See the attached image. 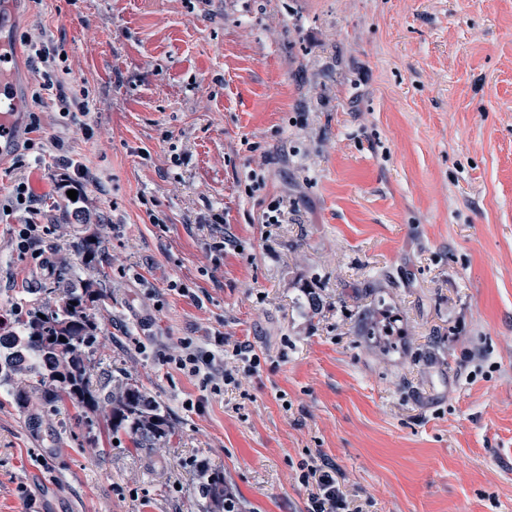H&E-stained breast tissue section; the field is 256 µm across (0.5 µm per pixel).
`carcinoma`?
<instances>
[{
  "label": "carcinoma",
  "mask_w": 512,
  "mask_h": 512,
  "mask_svg": "<svg viewBox=\"0 0 512 512\" xmlns=\"http://www.w3.org/2000/svg\"><path fill=\"white\" fill-rule=\"evenodd\" d=\"M76 251L89 266L95 259L99 242L83 238ZM106 298L103 289L87 281L83 288L63 287L56 308L41 318L34 312L23 322L22 335L9 330L0 333V381L14 374L35 371L39 375L35 393L44 404L69 400L81 421L96 411L99 397L90 389V368L85 348L94 344L99 325L88 312L89 305ZM65 341H59V338ZM111 404L107 415L112 433L121 431L136 438L141 448L166 439L171 428L158 404L133 383H121L107 396ZM204 497L224 504V476L200 468Z\"/></svg>",
  "instance_id": "obj_1"
}]
</instances>
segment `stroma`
Instances as JSON below:
<instances>
[{"label": "stroma", "mask_w": 512, "mask_h": 512, "mask_svg": "<svg viewBox=\"0 0 512 512\" xmlns=\"http://www.w3.org/2000/svg\"><path fill=\"white\" fill-rule=\"evenodd\" d=\"M12 3L0 191L29 180L39 237L19 252L0 216V321L54 306L60 268L100 283L90 384L138 385L174 433L153 451L102 408L19 407L15 377L0 512H210L202 461L242 512H306V464L363 512H512V0ZM46 38L88 114L33 100ZM82 167L83 221L54 189ZM388 317L386 350L361 326ZM219 333L259 359L237 385L160 359ZM10 56V59H7ZM13 57V47L7 39L0 38V150L9 145L17 133V90L5 64Z\"/></svg>", "instance_id": "35a3bbf8"}]
</instances>
